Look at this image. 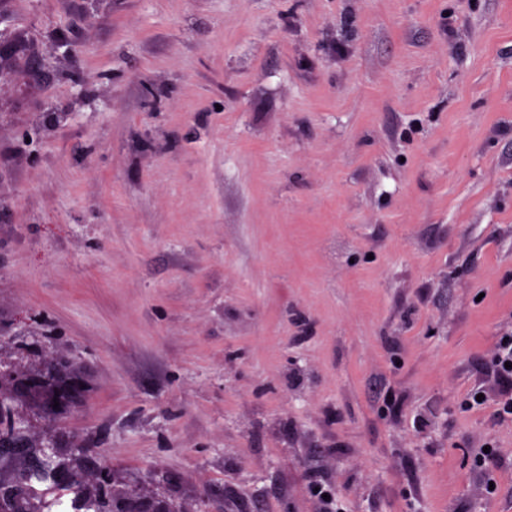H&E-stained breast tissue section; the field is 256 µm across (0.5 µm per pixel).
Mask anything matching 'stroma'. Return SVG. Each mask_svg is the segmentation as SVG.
<instances>
[{
  "mask_svg": "<svg viewBox=\"0 0 512 512\" xmlns=\"http://www.w3.org/2000/svg\"><path fill=\"white\" fill-rule=\"evenodd\" d=\"M17 35L0 360L65 361L86 471L177 512H512V423L468 405L512 329V0H9ZM32 53V46L24 37H16L4 47L0 45V73L9 75L13 83L24 78L35 80Z\"/></svg>",
  "mask_w": 512,
  "mask_h": 512,
  "instance_id": "35a3bbf8",
  "label": "stroma"
}]
</instances>
